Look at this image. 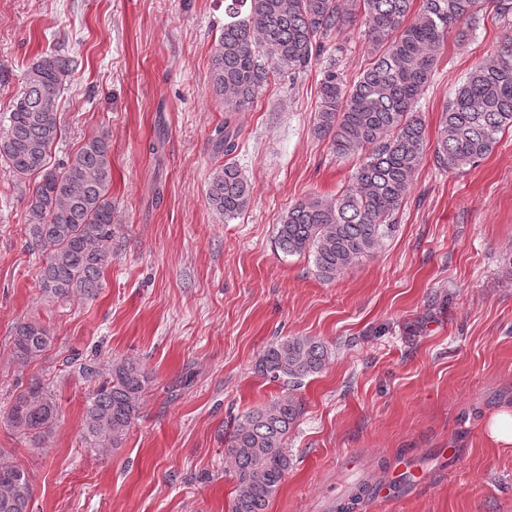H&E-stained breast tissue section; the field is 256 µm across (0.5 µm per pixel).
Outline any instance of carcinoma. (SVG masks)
Segmentation results:
<instances>
[{
  "instance_id": "cac0c4a2",
  "label": "carcinoma",
  "mask_w": 512,
  "mask_h": 512,
  "mask_svg": "<svg viewBox=\"0 0 512 512\" xmlns=\"http://www.w3.org/2000/svg\"><path fill=\"white\" fill-rule=\"evenodd\" d=\"M482 10L483 0H422L417 7L414 0H224L209 87L227 112L247 109L278 76L307 71L332 35L364 18L371 61L351 87L335 61L324 67L314 123V133L329 139L336 157H358L359 165L336 197L297 202L284 211L276 233L284 254H312L318 276L333 281L375 253L423 162L425 122L415 109L417 97L431 82L448 35L466 41ZM75 71L68 55L41 56L0 118V159L15 187L30 193L25 233L44 257L43 296L56 302L95 295L112 253L108 138L91 135L66 161L48 167L61 136L59 98ZM507 128H512L511 36L467 74L445 106L436 165L450 172L475 166ZM238 138L239 131L224 122L214 148L227 160L206 189L210 207L226 220L240 214L251 195L247 177L230 159ZM51 343L43 324L19 321L11 335V359L25 366ZM328 358L321 342L291 336L272 341L256 371L294 390L320 374ZM78 370L96 382L84 410L83 441L106 451L121 447L139 414L148 373L130 358L81 363ZM302 412V404L286 394L245 413L233 426L225 448L236 481L230 512H265L293 466L287 437ZM59 417L56 394L38 379L0 414L35 444ZM33 493L29 472L0 448V512H30Z\"/></svg>"
}]
</instances>
